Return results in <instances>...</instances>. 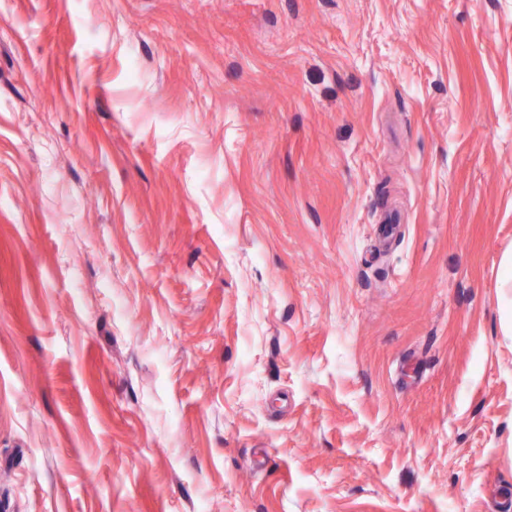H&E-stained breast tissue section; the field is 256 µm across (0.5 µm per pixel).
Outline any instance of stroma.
Returning <instances> with one entry per match:
<instances>
[{
	"instance_id": "1",
	"label": "stroma",
	"mask_w": 512,
	"mask_h": 512,
	"mask_svg": "<svg viewBox=\"0 0 512 512\" xmlns=\"http://www.w3.org/2000/svg\"><path fill=\"white\" fill-rule=\"evenodd\" d=\"M512 0H0V512H504Z\"/></svg>"
}]
</instances>
